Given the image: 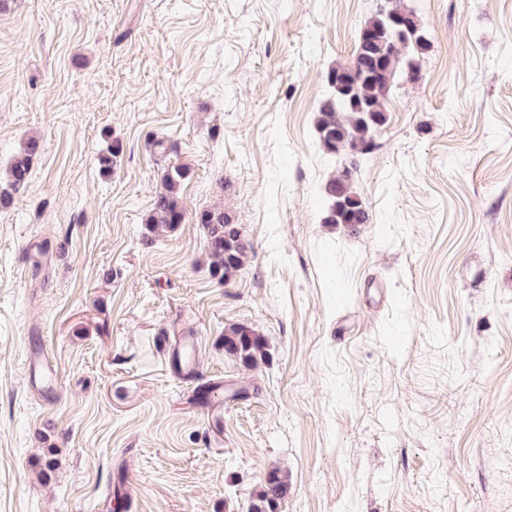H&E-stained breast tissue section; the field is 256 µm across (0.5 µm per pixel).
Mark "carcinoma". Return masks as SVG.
<instances>
[{"instance_id": "1", "label": "carcinoma", "mask_w": 512, "mask_h": 512, "mask_svg": "<svg viewBox=\"0 0 512 512\" xmlns=\"http://www.w3.org/2000/svg\"><path fill=\"white\" fill-rule=\"evenodd\" d=\"M406 23L407 31H397L394 18ZM430 42L418 12L403 0H383L382 6L360 28L353 60L331 72L340 81H327L328 94L319 106L316 122L318 143L329 160L346 152L360 168L376 148L375 132L387 122L386 101L398 80L420 68ZM40 141L31 138L15 155L6 178L10 186L27 183ZM189 174L185 167H173L162 177V188L154 197L145 218V229L152 234L174 230L185 219L180 203V188ZM326 200L324 223L352 228L370 223L369 212L354 191L352 174L343 167L324 185ZM195 221L207 229V248L212 275L226 282L234 278L249 257V245L240 226L220 208L203 209ZM224 353L246 365L264 356L262 336L245 324L224 328ZM289 484L278 472L268 474L256 493L250 512H277L288 495Z\"/></svg>"}]
</instances>
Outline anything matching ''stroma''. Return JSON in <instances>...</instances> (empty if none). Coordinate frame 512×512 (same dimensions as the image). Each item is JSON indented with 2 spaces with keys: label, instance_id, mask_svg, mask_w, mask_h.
<instances>
[{
  "label": "stroma",
  "instance_id": "1",
  "mask_svg": "<svg viewBox=\"0 0 512 512\" xmlns=\"http://www.w3.org/2000/svg\"><path fill=\"white\" fill-rule=\"evenodd\" d=\"M379 3L0 10V172L41 143L23 187L0 181V512H250L274 469L277 512H512V0H408L430 48L350 229L323 221L349 157L325 162L315 123ZM180 165L185 220L148 234ZM216 207L253 247L227 282L195 222ZM234 323L256 366L225 356ZM224 353L246 365H255L264 356L262 336L251 326L231 324L224 329ZM197 347V342L193 336H185L181 338L175 349V357L179 363V369L186 375L195 373V353ZM27 360L30 383L45 392H52L57 380L56 367L40 353H30Z\"/></svg>",
  "mask_w": 512,
  "mask_h": 512
}]
</instances>
